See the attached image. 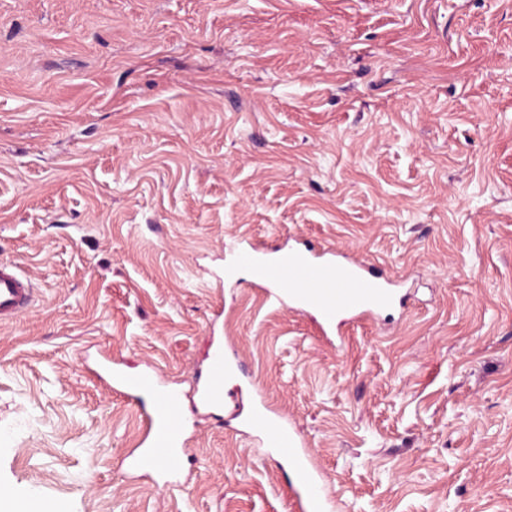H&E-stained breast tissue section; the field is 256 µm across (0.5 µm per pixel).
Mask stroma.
<instances>
[{
  "mask_svg": "<svg viewBox=\"0 0 512 512\" xmlns=\"http://www.w3.org/2000/svg\"><path fill=\"white\" fill-rule=\"evenodd\" d=\"M376 261L405 309L323 336L230 246ZM0 485L56 512H297L277 457L191 414L128 472L109 356L190 388L215 346L334 512H512V0H0ZM18 265L0 263V323L16 319L33 304L35 288Z\"/></svg>",
  "mask_w": 512,
  "mask_h": 512,
  "instance_id": "1",
  "label": "stroma"
}]
</instances>
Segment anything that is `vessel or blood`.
Segmentation results:
<instances>
[{"label": "vessel or blood", "mask_w": 512, "mask_h": 512, "mask_svg": "<svg viewBox=\"0 0 512 512\" xmlns=\"http://www.w3.org/2000/svg\"><path fill=\"white\" fill-rule=\"evenodd\" d=\"M235 266L247 268L252 279L264 288L267 299H289L294 308L314 312L324 333L336 331L343 319L375 318L401 305L403 298L394 281L367 259H356L335 250L312 247L291 249L269 255L250 242H243ZM35 289L18 265L0 263V323L16 319L33 304ZM241 368L239 356L215 348L192 391L195 404L205 410L224 405V381ZM103 373L113 387L152 399L148 414L145 450L133 460L136 470L162 471V459L186 446L187 422L177 399L154 372L126 375L111 363H103ZM245 429L263 437L271 453L285 461L288 485L300 512H331L333 505L325 493L324 476L315 466L312 453L293 428L275 420L261 394H253L250 410L241 415Z\"/></svg>", "instance_id": "1"}]
</instances>
